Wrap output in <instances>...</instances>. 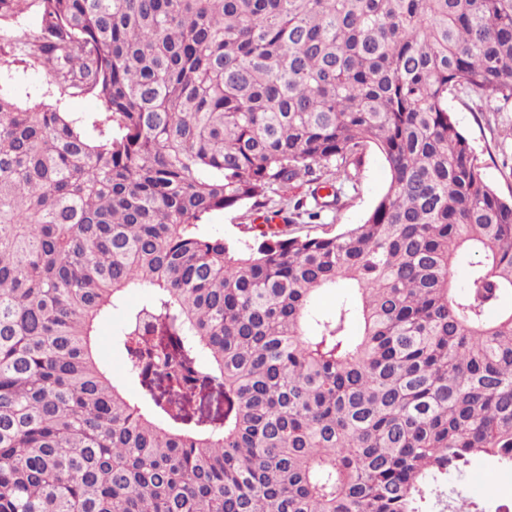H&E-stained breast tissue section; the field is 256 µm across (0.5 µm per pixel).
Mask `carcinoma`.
<instances>
[{
  "instance_id": "1",
  "label": "carcinoma",
  "mask_w": 512,
  "mask_h": 512,
  "mask_svg": "<svg viewBox=\"0 0 512 512\" xmlns=\"http://www.w3.org/2000/svg\"><path fill=\"white\" fill-rule=\"evenodd\" d=\"M24 12L105 112L0 95V512H443L512 470V198L448 112L512 98V0H0V32ZM370 146L362 223L206 230L305 177L340 206ZM130 291L134 399L96 351ZM458 483L467 498L484 499L492 505L500 499L512 501V471L500 470L495 460L488 457L473 459Z\"/></svg>"
}]
</instances>
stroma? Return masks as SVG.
I'll list each match as a JSON object with an SVG mask.
<instances>
[{"instance_id": "obj_1", "label": "stroma", "mask_w": 512, "mask_h": 512, "mask_svg": "<svg viewBox=\"0 0 512 512\" xmlns=\"http://www.w3.org/2000/svg\"><path fill=\"white\" fill-rule=\"evenodd\" d=\"M0 93L14 97L22 106L44 103L77 119L87 135H94L92 122L103 112L102 102L94 95L71 96L46 75L30 58L0 50ZM448 110L460 130L469 138L484 163L488 183L503 196L512 195V100L502 101L497 111H485L474 97L457 92L448 97ZM389 171L374 149H366L355 177V187L349 190L339 209L323 213L318 222L307 217L294 218L285 232L291 236L335 234L349 224L363 221L378 198L385 192ZM258 209L243 205L233 210L217 212L207 219L211 232L242 244L253 239L252 227L257 222ZM121 326L120 314L102 323L98 329L97 349L100 358L109 365L112 377L129 396H136L138 387L122 366V357L114 346ZM466 496L490 503L512 501V471L499 469L488 457L473 459L459 479Z\"/></svg>"}]
</instances>
